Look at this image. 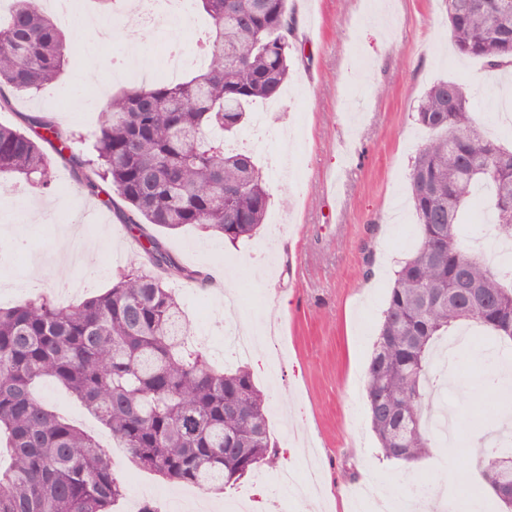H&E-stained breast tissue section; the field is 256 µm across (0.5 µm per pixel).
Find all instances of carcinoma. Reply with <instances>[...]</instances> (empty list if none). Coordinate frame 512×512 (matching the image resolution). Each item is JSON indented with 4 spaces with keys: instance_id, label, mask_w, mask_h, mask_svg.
I'll return each instance as SVG.
<instances>
[{
    "instance_id": "obj_1",
    "label": "carcinoma",
    "mask_w": 512,
    "mask_h": 512,
    "mask_svg": "<svg viewBox=\"0 0 512 512\" xmlns=\"http://www.w3.org/2000/svg\"><path fill=\"white\" fill-rule=\"evenodd\" d=\"M0 23V110L11 97L49 87L75 48L34 0H10ZM212 19L207 63L189 80L133 86L106 103L94 155L48 115L19 128L0 123V176L52 188L57 157L136 241L144 262L119 269L111 288L62 306L48 295L0 306V512H112L125 486L97 440L34 394L51 379L76 397L138 469L224 490L275 455L268 397L250 369H218L193 339L172 280L203 285L150 230L187 225L236 244L264 224L265 180L246 149L227 151L250 107L289 76L296 16L288 0H193ZM505 0H445L452 44L493 75L512 67ZM248 20L224 19L225 7ZM484 107L459 80L421 97L416 122L430 132L411 161L409 191L420 242L395 271L368 364L364 392L377 455L407 464L427 455L432 359L439 338L476 323L497 339L512 322V265L464 246L474 190L486 189L493 237L512 239V148L486 136ZM497 451L483 450L495 487Z\"/></svg>"
}]
</instances>
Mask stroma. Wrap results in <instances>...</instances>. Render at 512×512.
I'll use <instances>...</instances> for the list:
<instances>
[{
	"label": "stroma",
	"mask_w": 512,
	"mask_h": 512,
	"mask_svg": "<svg viewBox=\"0 0 512 512\" xmlns=\"http://www.w3.org/2000/svg\"><path fill=\"white\" fill-rule=\"evenodd\" d=\"M297 15L296 43L305 58L295 61L281 107L256 104L269 124L298 125L296 149L301 168L296 180L268 179V217L286 214L275 246V264L267 277L255 275L253 255L267 238L262 226L247 245L216 247L196 228L157 229V236L186 267L205 272L208 288L180 282L181 300L209 353L224 335V294L237 292L252 325L281 324L284 351L276 369L274 352L255 349L246 360L256 385L284 403L268 414L276 463L264 466L277 478L300 448L290 431L301 432L320 453L329 512H374L372 504L354 505L356 489L380 475L394 491L469 477L473 503L489 499L480 475L479 450L488 427L472 418L500 414L489 407L481 374L499 371L496 360L463 354L454 371L466 387L458 395L460 442L431 449L413 467L378 461L376 439L363 397L366 369L394 276L367 256L395 253L408 257L417 243V224L405 202L409 164L426 132L415 121L425 91L437 80L459 78L477 99H485L488 80L480 60L457 54L449 37L444 0H288ZM129 11L107 19L110 40L80 68H67L59 82L36 95L21 96L0 112V123L21 125L24 114L44 113L74 132V147L91 156L99 109L75 99L62 100L78 70L97 75L104 96L126 90L110 80L114 53L124 50L122 32ZM59 184L52 192L34 191L24 180L0 177V281L37 275L44 293L61 304L110 287L118 268L136 261L138 248L113 209L102 208L97 224H84V246L62 252L65 230L88 202L72 170L56 164ZM49 207L37 240H29L15 217L17 202ZM37 394L70 418L93 430L107 431L79 402L50 381Z\"/></svg>",
	"instance_id": "obj_1"
}]
</instances>
